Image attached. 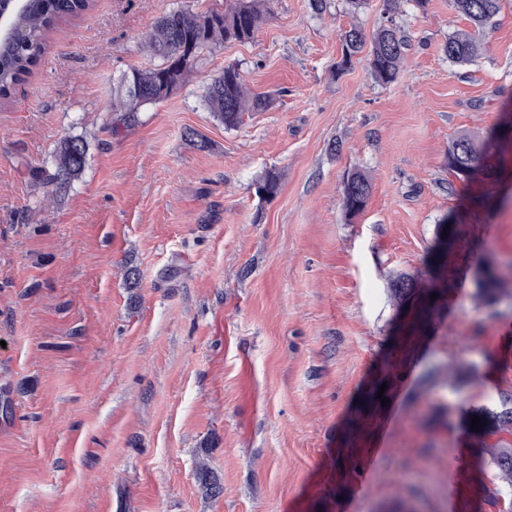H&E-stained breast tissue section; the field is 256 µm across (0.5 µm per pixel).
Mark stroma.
Returning <instances> with one entry per match:
<instances>
[{
	"instance_id": "35a3bbf8",
	"label": "stroma",
	"mask_w": 512,
	"mask_h": 512,
	"mask_svg": "<svg viewBox=\"0 0 512 512\" xmlns=\"http://www.w3.org/2000/svg\"><path fill=\"white\" fill-rule=\"evenodd\" d=\"M225 6L95 0L0 107V512H448L457 470L486 477L461 512H502L512 481L469 430L512 397V248L493 232L512 230V5L456 65L442 47L470 22L407 0L412 49L383 86L340 40L373 35L382 0H272L254 40L113 130L157 20ZM228 64L270 99L233 128L205 103ZM461 134L505 163L455 194ZM69 136L87 163L50 202L32 172ZM353 169L372 192L351 219ZM343 50V63H349L351 58L359 53L365 43V34L357 27H351L349 30L342 32L340 36Z\"/></svg>"
}]
</instances>
